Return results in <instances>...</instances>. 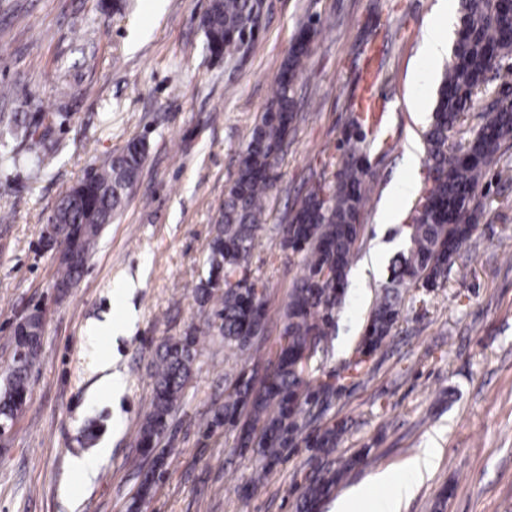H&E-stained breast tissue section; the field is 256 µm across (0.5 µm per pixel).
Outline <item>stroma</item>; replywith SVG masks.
Returning <instances> with one entry per match:
<instances>
[{"instance_id":"obj_1","label":"stroma","mask_w":512,"mask_h":512,"mask_svg":"<svg viewBox=\"0 0 512 512\" xmlns=\"http://www.w3.org/2000/svg\"><path fill=\"white\" fill-rule=\"evenodd\" d=\"M210 0H0V150L14 120L56 115L60 152L32 178L0 170V366L14 357V328L44 311L41 351L29 399L0 437V512H128L143 475L158 478L142 512H299L314 451L285 452L268 479L251 483L259 460L239 454L237 434L206 423L245 358L201 339L193 374L161 441V464L136 436L153 397L157 349L209 318L192 284L206 271L208 245L238 157L271 99L299 31L316 36L295 93V130L280 162L267 220L253 253L270 322L260 344L275 351L280 315L303 274L300 255L280 246L308 188L347 135L357 98L374 73L381 109L361 149L368 184L364 268L377 235L391 242L365 277L350 282L333 349L313 380L337 379L341 394L308 432L336 420L348 429L331 456L343 479L317 512L374 474L433 447L440 454L403 512H512V149L491 170L483 214L465 267L429 291L401 287L399 322L361 375L345 366L408 243L417 198L398 201L403 223L381 208L404 173L409 145H422L435 79L419 47L437 0H263L253 46L211 60L200 19ZM139 139L147 159L121 215L106 226L75 288L56 295L57 256L47 219L92 164ZM111 323L112 338L89 335ZM111 357L123 377L116 394L94 392V367ZM99 457L94 475L73 459Z\"/></svg>"}]
</instances>
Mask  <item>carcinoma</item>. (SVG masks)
<instances>
[{
  "label": "carcinoma",
  "instance_id": "obj_1",
  "mask_svg": "<svg viewBox=\"0 0 512 512\" xmlns=\"http://www.w3.org/2000/svg\"><path fill=\"white\" fill-rule=\"evenodd\" d=\"M253 0H210L203 32L208 53L231 56L251 37ZM459 27L448 68L439 82L432 122L425 133L430 186L413 215L410 247L395 260L389 286L375 305L352 363L356 372L365 357L385 343L400 317L399 288L407 282L437 288L468 247L480 223V192L487 172L512 147V96H490V86L512 88L501 63L512 60V6L505 0H460ZM311 35L302 31L275 79L274 93L255 124L239 159L236 178L209 242V272L194 286L196 299L214 304L204 326L167 341L153 361V399L137 435L143 454L157 446L167 429L193 365L202 336H216L224 347L252 360V369L266 368L262 379H235L224 407L211 424L224 423L238 432V447L258 448L267 460L256 481L271 473L272 464L294 444L301 422L326 401L332 390L309 384L315 357L329 354L336 316L344 303L347 273L364 232L362 217L372 172L360 155L361 139L347 138L334 171L320 180L300 207L281 225L285 251L302 255L303 275L293 284L281 314L280 340L268 358L254 339L264 335L270 320L263 287L252 268V256L263 229L269 192L278 181V165L294 122V91L309 52ZM476 116H471V113ZM477 124L469 125L470 118ZM50 114L17 122L9 134L25 143L23 151L0 152V168L43 174L58 151ZM146 158V149L126 145L84 177L62 197L55 213L64 224L81 226L80 260L61 262L57 279L74 281L95 252L105 225L125 208ZM42 317L30 314L18 325L14 344L31 360L4 375L0 419L13 422L28 399L29 369L41 348ZM345 425L341 422L313 436L311 447L322 458L332 455ZM304 488L300 512L336 486L340 472L322 466Z\"/></svg>",
  "mask_w": 512,
  "mask_h": 512
}]
</instances>
